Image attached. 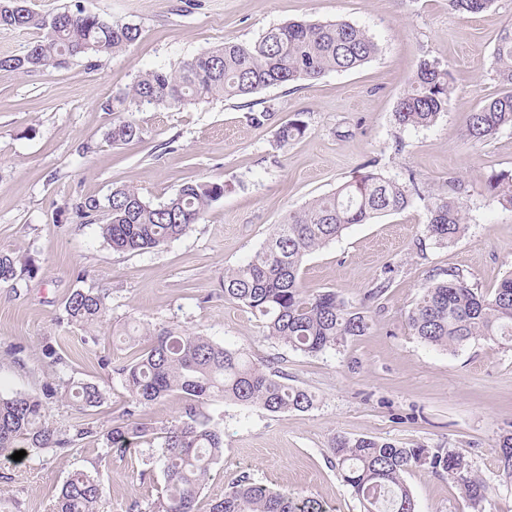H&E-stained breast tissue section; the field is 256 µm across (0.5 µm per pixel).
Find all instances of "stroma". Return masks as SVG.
<instances>
[{
  "label": "stroma",
  "mask_w": 512,
  "mask_h": 512,
  "mask_svg": "<svg viewBox=\"0 0 512 512\" xmlns=\"http://www.w3.org/2000/svg\"><path fill=\"white\" fill-rule=\"evenodd\" d=\"M87 11L140 26L131 46L79 59L52 72L0 74V250L20 272L0 281V392L43 394L57 388L46 419L74 434L82 424L111 429L129 394L111 367L145 337L198 332L275 365L288 383L315 394L310 410L271 413L233 401L205 405L224 430V456L198 501L208 512L242 477L285 490L330 512H362L331 464L336 436L388 439L405 447L461 452L493 494L483 512H512V481L497 466L500 437L512 431V347L476 341L456 351L422 342L407 314L423 286L458 269L489 292L512 274V209L494 202L490 176L512 173V126L487 141L464 135L467 116L502 84L490 70L497 35L512 23V0L477 14L454 13L448 0H81ZM347 21L379 46L368 63L315 81L274 86L245 99H214L179 109L141 108V140L106 139L115 116L103 105L143 71L171 68L202 49L251 43L291 21ZM448 68L454 92L428 127H400L394 112L420 60ZM268 112L263 124L249 116ZM300 122L303 137L280 144V127ZM91 145L82 153L83 145ZM405 181L421 197L404 211L354 224L303 261L307 293L333 290L367 307L369 328L335 348L306 354L267 339L264 323L225 299L224 274L250 258L284 217L335 192L364 165ZM223 185L199 224L154 249L113 251L98 225L74 206L130 187L152 203L187 182ZM455 192L466 230L442 244L425 231L426 199ZM390 286L367 301L382 280ZM106 296L97 324L68 323L72 291ZM95 384L103 403L77 413L64 398L69 382ZM157 447L105 455L83 441L62 454L0 457V499L17 512H50L76 469L106 489L99 512H131L158 499L164 477ZM404 480L419 512H473L447 476L422 468Z\"/></svg>",
  "instance_id": "stroma-1"
}]
</instances>
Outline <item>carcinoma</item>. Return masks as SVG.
I'll return each instance as SVG.
<instances>
[{
  "mask_svg": "<svg viewBox=\"0 0 512 512\" xmlns=\"http://www.w3.org/2000/svg\"><path fill=\"white\" fill-rule=\"evenodd\" d=\"M491 2L449 0V6L474 15ZM0 29L35 34L23 53L0 56L1 74L65 68L76 59L122 51L141 36L138 25L107 20L79 4L44 14L32 7L31 0H0ZM377 50L371 36L347 22H289L268 29L252 43L203 49L175 69L141 73L107 102L105 110L118 113L107 140L119 144L141 139L142 129L126 113L144 106L179 108L214 96L241 98L271 86L317 80L329 71L361 66ZM491 66L508 90L483 100L467 116L466 135L474 142L486 141L501 127L512 126V24L499 32ZM452 92L449 70L421 60L397 102V124H434L447 110ZM487 190L498 204L512 208V174L489 178ZM223 195L222 185L186 183L155 205L136 190L121 187L112 190L106 205L87 198L75 206V213L91 221L105 210L106 220L99 229L112 249L142 251L183 235ZM416 196L420 189L412 174L399 182L372 170L358 173L335 192L289 213L250 259L224 273V298L262 317L267 338L303 353H319L363 335L368 329L366 312L352 308L334 290L305 293L299 277L301 264L348 226L401 212ZM427 212L426 232L436 241L451 243L465 231L464 203L459 198L438 194L430 198ZM17 275L16 258L0 252V281H11ZM65 311L69 323L89 327L105 316V295L77 289L67 298ZM407 320L423 342L444 351L478 340H512V275L484 294L464 274L450 269L446 277L422 288ZM101 363L113 366L130 395L118 422L104 436L106 453H123L160 441L164 487L153 512H197L202 486L224 455V430L203 411L204 404L228 399L271 413L307 411L315 405V395L288 385L280 371L256 364L241 351L195 332L166 331L150 337L146 349L116 366L106 356ZM173 393L183 398L175 420L162 427L146 421L145 407ZM54 395L52 389L41 397L0 394V456L26 449L65 452L96 437L97 431L89 425L70 435L47 424L43 412ZM66 397L80 412L100 406L102 400L98 387L82 382L68 388ZM331 453L364 512H417L403 479L414 467L448 476L475 508L491 493L471 462L447 448H406L374 437L337 436ZM496 453L501 475L512 480V433L501 437ZM103 494L97 477L75 471L64 483L52 512H97ZM296 509L292 495L245 478L213 501L209 512Z\"/></svg>",
  "mask_w": 512,
  "mask_h": 512,
  "instance_id": "obj_1",
  "label": "carcinoma"
}]
</instances>
